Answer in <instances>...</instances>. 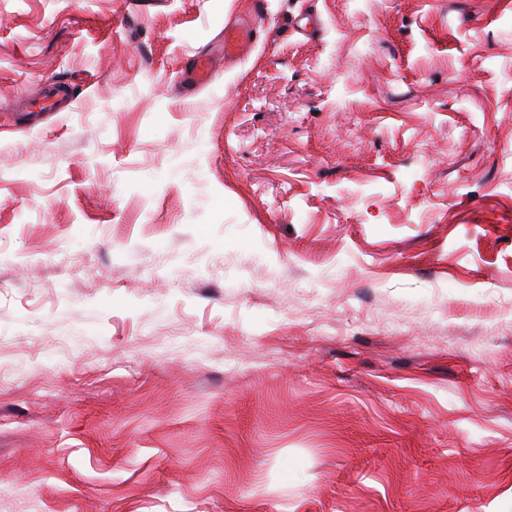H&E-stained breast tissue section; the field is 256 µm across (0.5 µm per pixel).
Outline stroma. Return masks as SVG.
Returning a JSON list of instances; mask_svg holds the SVG:
<instances>
[{
	"instance_id": "35a3bbf8",
	"label": "stroma",
	"mask_w": 512,
	"mask_h": 512,
	"mask_svg": "<svg viewBox=\"0 0 512 512\" xmlns=\"http://www.w3.org/2000/svg\"><path fill=\"white\" fill-rule=\"evenodd\" d=\"M0 512H512V0H0ZM217 76L218 73L213 69L210 60L199 56L183 72V83L188 88H193L200 84L213 83ZM65 95L66 90L62 87L61 82L47 80L39 98L30 101L29 107L37 110L38 112L55 108L57 101Z\"/></svg>"
}]
</instances>
